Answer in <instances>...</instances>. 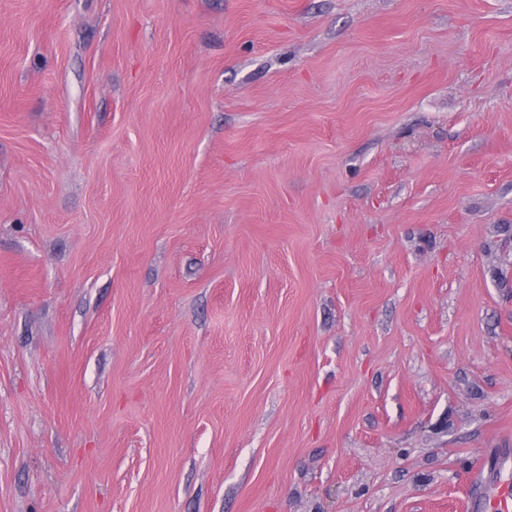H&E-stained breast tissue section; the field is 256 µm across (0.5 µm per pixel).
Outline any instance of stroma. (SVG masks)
<instances>
[{
	"label": "stroma",
	"mask_w": 512,
	"mask_h": 512,
	"mask_svg": "<svg viewBox=\"0 0 512 512\" xmlns=\"http://www.w3.org/2000/svg\"><path fill=\"white\" fill-rule=\"evenodd\" d=\"M512 450V0H0V512H467Z\"/></svg>",
	"instance_id": "35a3bbf8"
}]
</instances>
